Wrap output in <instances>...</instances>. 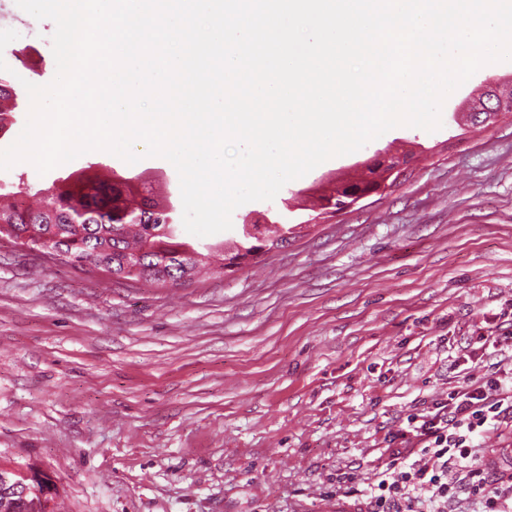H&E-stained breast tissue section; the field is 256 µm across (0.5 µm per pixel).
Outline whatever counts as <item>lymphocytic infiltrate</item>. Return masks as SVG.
Masks as SVG:
<instances>
[{"mask_svg": "<svg viewBox=\"0 0 512 512\" xmlns=\"http://www.w3.org/2000/svg\"><path fill=\"white\" fill-rule=\"evenodd\" d=\"M504 427L512 429V375L494 372L408 416L400 447L372 463L368 512H447L464 486L481 512H512V468L491 467L472 445L473 436Z\"/></svg>", "mask_w": 512, "mask_h": 512, "instance_id": "f902f5d3", "label": "lymphocytic infiltrate"}]
</instances>
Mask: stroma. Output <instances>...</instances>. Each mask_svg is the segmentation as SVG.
Masks as SVG:
<instances>
[{"instance_id":"35a3bbf8","label":"stroma","mask_w":512,"mask_h":512,"mask_svg":"<svg viewBox=\"0 0 512 512\" xmlns=\"http://www.w3.org/2000/svg\"><path fill=\"white\" fill-rule=\"evenodd\" d=\"M0 29L19 34L0 58L33 55L25 80L52 81L54 22L0 0ZM492 78L512 80V61L454 91L439 130L393 128L240 206L232 229L190 236L202 249L287 215V247L232 273L163 287L1 238L0 466L36 463L57 512L357 506L337 473L365 489L408 415L512 369V348L480 342L512 336V118L477 130L453 119ZM384 151L410 156L384 193L325 219L308 210L327 177ZM87 167L182 204L160 157L93 151L0 181L36 191Z\"/></svg>"}]
</instances>
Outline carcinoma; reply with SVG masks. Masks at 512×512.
I'll return each mask as SVG.
<instances>
[{"mask_svg": "<svg viewBox=\"0 0 512 512\" xmlns=\"http://www.w3.org/2000/svg\"><path fill=\"white\" fill-rule=\"evenodd\" d=\"M18 107L13 85L0 76V133ZM26 188L0 184V237L36 249L81 270L117 279L136 278L161 285L185 282L204 267L219 273L238 268L274 244L288 245V232L254 233L231 248L202 253L177 239L174 214L151 195H136L122 183L80 175L53 183L42 202H16Z\"/></svg>", "mask_w": 512, "mask_h": 512, "instance_id": "1", "label": "carcinoma"}]
</instances>
